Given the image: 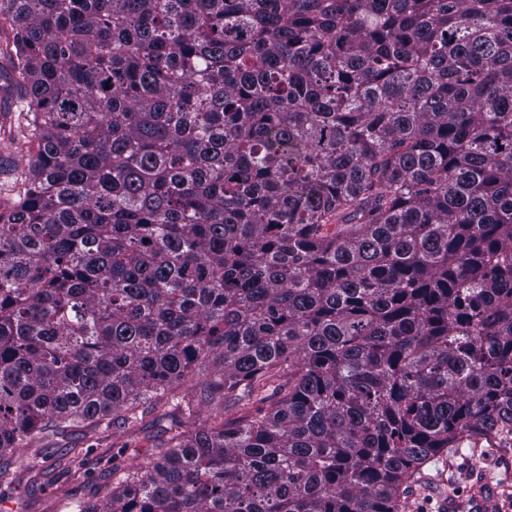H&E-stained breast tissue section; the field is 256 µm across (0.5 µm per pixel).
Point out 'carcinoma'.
<instances>
[{
  "instance_id": "carcinoma-1",
  "label": "carcinoma",
  "mask_w": 512,
  "mask_h": 512,
  "mask_svg": "<svg viewBox=\"0 0 512 512\" xmlns=\"http://www.w3.org/2000/svg\"><path fill=\"white\" fill-rule=\"evenodd\" d=\"M0 485L170 429L72 512H405L512 440V0H3ZM21 105L23 103L18 102L16 92L0 78V203L2 205L9 202L18 172L28 167L34 152L33 149L28 151L26 147L21 148L18 142H13L9 136ZM167 408L171 409L181 420V430L192 431L195 429H203L211 426L212 416L210 410L204 405L197 406L191 415H189L188 412L180 413L178 410L174 409V407H166L165 409Z\"/></svg>"
}]
</instances>
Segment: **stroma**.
I'll list each match as a JSON object with an SVG mask.
<instances>
[{
    "instance_id": "stroma-1",
    "label": "stroma",
    "mask_w": 512,
    "mask_h": 512,
    "mask_svg": "<svg viewBox=\"0 0 512 512\" xmlns=\"http://www.w3.org/2000/svg\"><path fill=\"white\" fill-rule=\"evenodd\" d=\"M19 107L16 92L0 87L1 204L9 202L18 173L31 160L30 151L9 136ZM150 446L148 431L132 433L112 425L79 427L52 441L35 437L15 458L13 485L0 488V512H66L69 499L85 494L92 483L111 479L113 469L146 466ZM34 455L42 465L36 479L27 470V462ZM486 481L497 492L492 512H512V447L465 448L435 461L408 489L406 512H443L444 499L466 500Z\"/></svg>"
}]
</instances>
